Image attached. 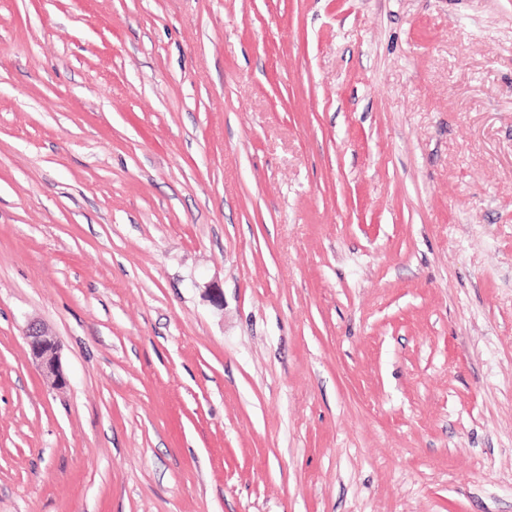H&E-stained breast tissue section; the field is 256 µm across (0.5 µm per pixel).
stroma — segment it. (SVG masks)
<instances>
[{
    "label": "stroma",
    "instance_id": "1",
    "mask_svg": "<svg viewBox=\"0 0 512 512\" xmlns=\"http://www.w3.org/2000/svg\"><path fill=\"white\" fill-rule=\"evenodd\" d=\"M0 512H512V0H0ZM24 339L38 369L53 379L56 386L66 384L59 346L53 336L37 321H30L24 330Z\"/></svg>",
    "mask_w": 512,
    "mask_h": 512
}]
</instances>
